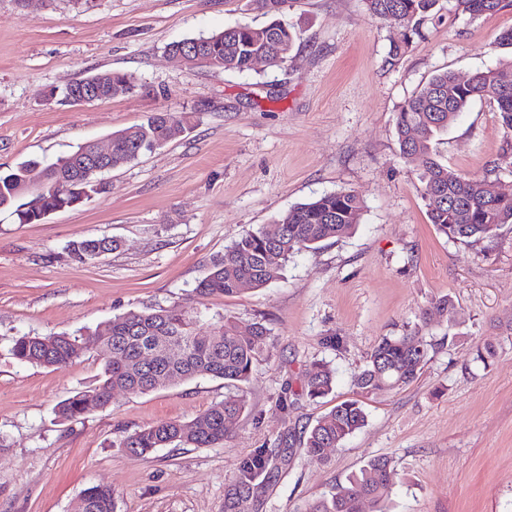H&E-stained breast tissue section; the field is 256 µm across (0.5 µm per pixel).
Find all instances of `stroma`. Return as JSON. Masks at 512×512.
I'll list each match as a JSON object with an SVG mask.
<instances>
[{"label":"stroma","mask_w":512,"mask_h":512,"mask_svg":"<svg viewBox=\"0 0 512 512\" xmlns=\"http://www.w3.org/2000/svg\"><path fill=\"white\" fill-rule=\"evenodd\" d=\"M297 39L287 61L246 73L189 67L169 43L237 23L264 25L252 0H0V172L54 162L87 140L155 112H192L190 132L107 172L106 195L38 224L0 210V512H73L84 489L111 486L117 512H304L307 504L386 457L390 512H512V229L469 243L430 223L421 166L399 157L394 117L433 74L468 79L495 67L512 29V6L478 17L458 0L437 12L400 56L398 29L363 0H286ZM105 70L127 74L134 93L72 105L70 82ZM504 130L476 99L435 150L464 175L512 190V168H487ZM343 189L363 201L360 224L291 258L267 287L199 297L212 256L296 204ZM112 237L119 249L75 261L71 242ZM453 318L420 311L435 297ZM175 306L208 332L215 315L239 328L262 320L270 347L242 388L244 411L224 443L167 447L140 457L125 436L161 421L193 420L233 388L198 377L143 393L115 392L77 421L58 405L97 384L88 350L63 367L16 361L23 335L73 333L129 311ZM418 329L432 345L409 386L367 400V422L319 462L304 429L342 399L385 336ZM461 340L450 343L449 337ZM339 337L340 349L326 337ZM495 351L489 364L477 348ZM324 362L332 395L307 381ZM275 448L271 481L240 494V465Z\"/></svg>","instance_id":"obj_1"}]
</instances>
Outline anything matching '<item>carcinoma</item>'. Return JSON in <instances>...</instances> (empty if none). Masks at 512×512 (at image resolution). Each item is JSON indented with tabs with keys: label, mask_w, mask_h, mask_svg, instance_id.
Returning <instances> with one entry per match:
<instances>
[{
	"label": "carcinoma",
	"mask_w": 512,
	"mask_h": 512,
	"mask_svg": "<svg viewBox=\"0 0 512 512\" xmlns=\"http://www.w3.org/2000/svg\"><path fill=\"white\" fill-rule=\"evenodd\" d=\"M270 17L263 26L238 24L221 32L199 36L168 45L178 51L196 42L215 58L214 68L244 73L252 70V55L261 53L274 65L286 61L295 43L291 27L278 15L285 0H254ZM471 16L493 13L505 7V0H461ZM374 17L389 21L401 29V37L392 50L399 56L414 37L422 36V25L433 14L438 0H364ZM108 82L126 95L134 90L130 79L117 71H105ZM475 98L493 104L504 129L503 141L494 168L512 167V56L498 66L477 73L469 83L460 82L448 71L433 75L395 114V129L400 156L407 162L420 160L424 167L422 195L430 223L453 242L494 238L512 224V193H493L486 179L468 177L448 167L434 149L436 138L450 127L460 112ZM194 116H174L157 112L138 125L156 139L169 143L185 136ZM112 168H120L141 154L149 145L134 152L127 148L122 131L112 133ZM89 149L82 143L73 153L49 165L28 161L12 172L0 174V209L16 207L23 224L39 223L58 208H72L82 195L107 193L108 184L101 172H88L79 159ZM42 189L38 204H17L33 189ZM363 201L352 190L323 194L299 203L283 213L268 228L243 234L224 253L214 256L205 277L196 284L202 297L233 296L248 286L264 288L278 279L288 261L296 254L314 249L331 238L349 233L360 223ZM119 242L85 239L69 245L79 262L95 258L99 250L113 251ZM454 301L444 295L422 310L421 319L436 312L454 313ZM196 317L174 307L148 311H129L118 315L105 328L81 336L49 334L23 335L15 340L12 355L21 363L54 367L66 365L82 356L84 344L101 348L103 372L99 383L64 400L58 415L78 420L100 411L109 404L112 392L146 393L176 380L208 376L233 384L250 378L254 361L267 349L271 329L262 321L238 329L234 321H218L207 334L195 331ZM431 344L422 336H385L372 349L366 364L355 379L359 398L342 401L306 429L303 447L318 461L326 460L325 450L336 448L366 422L363 400L383 390L411 384L429 355ZM334 374L328 365H315L307 382V395L323 398L333 391ZM245 409L240 394L229 395L190 422L164 421L136 430L122 442L129 452L146 456L170 445L206 448L224 443L228 423ZM272 453L260 448L241 465L244 482L262 476L271 477ZM392 489L391 461L385 457L369 460L346 482L338 483L329 494L308 504L305 512H386ZM80 512H117L112 487L93 485L80 498Z\"/></svg>",
	"instance_id": "obj_1"
}]
</instances>
